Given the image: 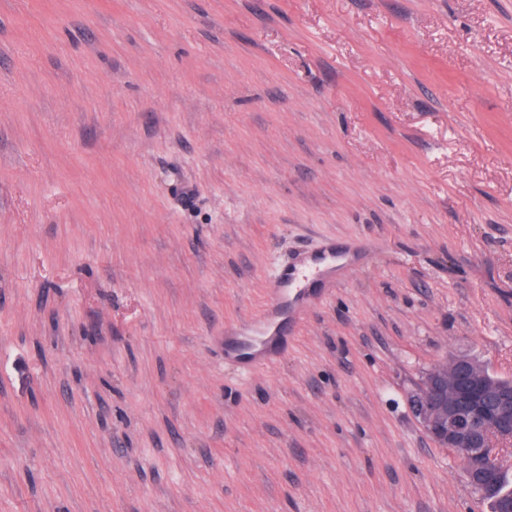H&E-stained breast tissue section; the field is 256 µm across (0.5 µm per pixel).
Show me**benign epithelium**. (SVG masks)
<instances>
[{
  "mask_svg": "<svg viewBox=\"0 0 512 512\" xmlns=\"http://www.w3.org/2000/svg\"><path fill=\"white\" fill-rule=\"evenodd\" d=\"M409 401L437 446L472 459L466 477L478 496H496L500 473L512 466V380H493L483 365L452 358L435 364Z\"/></svg>",
  "mask_w": 512,
  "mask_h": 512,
  "instance_id": "1",
  "label": "benign epithelium"
}]
</instances>
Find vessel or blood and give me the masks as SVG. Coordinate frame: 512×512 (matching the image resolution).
<instances>
[{"label": "vessel or blood", "instance_id": "vessel-or-blood-1", "mask_svg": "<svg viewBox=\"0 0 512 512\" xmlns=\"http://www.w3.org/2000/svg\"><path fill=\"white\" fill-rule=\"evenodd\" d=\"M353 267L334 240L323 239L310 253H298L276 263L270 299L263 316L227 329L224 362L246 375L259 364L272 361L288 339V320L302 316L311 288L332 284L337 274H350Z\"/></svg>", "mask_w": 512, "mask_h": 512}]
</instances>
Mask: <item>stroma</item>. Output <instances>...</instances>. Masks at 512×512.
Segmentation results:
<instances>
[{"label": "stroma", "mask_w": 512, "mask_h": 512, "mask_svg": "<svg viewBox=\"0 0 512 512\" xmlns=\"http://www.w3.org/2000/svg\"><path fill=\"white\" fill-rule=\"evenodd\" d=\"M464 355L512 379V0H0V512H489L409 403ZM363 246L354 244L344 252L334 240L321 239L313 252L298 253L278 261L271 276L270 299L263 316L225 330L230 340L224 346V364L247 375L259 364L272 361L280 345L288 340V315L296 318L306 312L309 289L331 285L336 271L344 275L354 271L346 262V253L361 250Z\"/></svg>", "instance_id": "1"}]
</instances>
